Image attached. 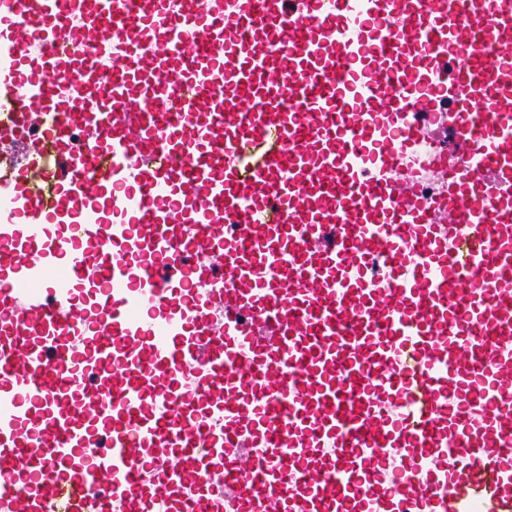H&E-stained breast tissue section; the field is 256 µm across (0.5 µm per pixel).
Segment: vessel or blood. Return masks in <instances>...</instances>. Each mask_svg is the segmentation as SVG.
I'll return each instance as SVG.
<instances>
[{
	"instance_id": "vessel-or-blood-1",
	"label": "vessel or blood",
	"mask_w": 512,
	"mask_h": 512,
	"mask_svg": "<svg viewBox=\"0 0 512 512\" xmlns=\"http://www.w3.org/2000/svg\"><path fill=\"white\" fill-rule=\"evenodd\" d=\"M0 512H512V0H0Z\"/></svg>"
}]
</instances>
